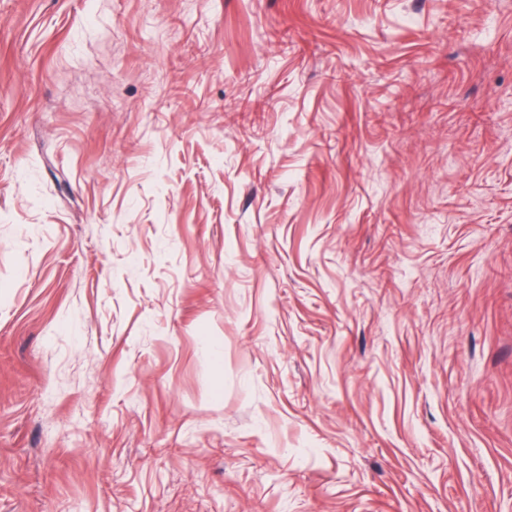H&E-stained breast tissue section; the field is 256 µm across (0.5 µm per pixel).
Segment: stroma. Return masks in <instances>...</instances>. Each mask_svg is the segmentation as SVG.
Segmentation results:
<instances>
[{
    "instance_id": "35a3bbf8",
    "label": "stroma",
    "mask_w": 512,
    "mask_h": 512,
    "mask_svg": "<svg viewBox=\"0 0 512 512\" xmlns=\"http://www.w3.org/2000/svg\"><path fill=\"white\" fill-rule=\"evenodd\" d=\"M0 512H512V0H0Z\"/></svg>"
}]
</instances>
